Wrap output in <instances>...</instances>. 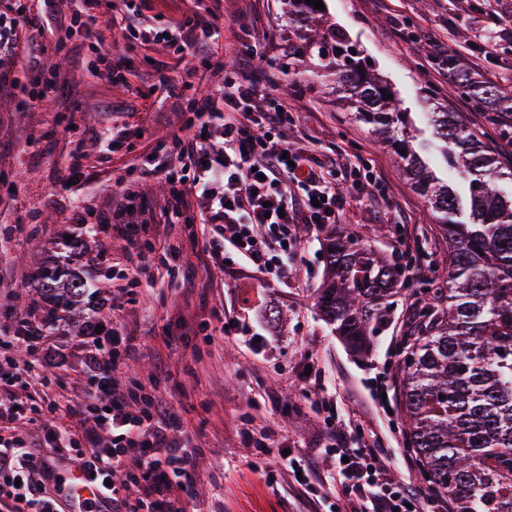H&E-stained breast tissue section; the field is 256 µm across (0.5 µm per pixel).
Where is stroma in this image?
<instances>
[{
	"label": "stroma",
	"mask_w": 512,
	"mask_h": 512,
	"mask_svg": "<svg viewBox=\"0 0 512 512\" xmlns=\"http://www.w3.org/2000/svg\"><path fill=\"white\" fill-rule=\"evenodd\" d=\"M309 21L288 13V0H220L215 22L222 36L207 54L180 57L161 44L123 40L101 28L105 50L132 61L127 86H113L106 61L79 38L48 50L47 64H59V85L39 105L24 108L22 95L0 97V336L12 335L18 319L46 320L36 289L22 286L21 273L38 262L63 265L100 285L94 315L132 333L124 360V382L155 391L174 416L173 434L196 448L197 512H332L336 491L315 490L275 474L286 449L319 447L326 408L314 405L317 389L331 405L353 412L361 432H376L395 464L397 476L414 475L422 492L433 487L410 451L403 393L404 357L427 322L434 288L445 286L448 241L435 213L402 173L397 156L378 136L343 108L336 93L335 66L308 57L288 58V32L322 35L324 27L344 32L395 94L415 129V147L440 177H449L434 137L430 113L457 112L471 129L485 133L487 147L512 162V141L487 135V124L453 80L440 78L432 59L448 50L473 73L512 85V28L501 26L488 52L474 46L494 18L512 16V0H471L458 11L456 0H323ZM258 41L252 72L276 83L294 109L288 134L299 145H314L321 159L359 156L376 166L391 189L390 204L352 205L340 225L395 262L401 250L390 234L402 214L411 236L410 260L420 274L401 272V286L389 299L384 325L360 353L349 350L322 316L318 295L326 275L324 230H299L288 279L274 281L253 268L215 267L205 261L208 227L163 213L168 187L161 179L141 181L137 170L152 145L172 134L190 135L187 102L157 88L160 75L203 93L216 87L215 66L225 46ZM102 132L104 148L73 156L82 128ZM155 221L137 225L132 239L95 225L91 256L72 252L66 238L78 234L69 218L75 205L101 215L124 189ZM244 327L225 335L224 318ZM87 349L73 327L51 329L42 352L0 348V358L25 363L42 357L46 385L31 388L34 408L46 394L66 390L74 400L89 393L81 363ZM387 384L392 413L377 410L374 398ZM275 422V446L260 453L249 428ZM273 470L272 479L263 471Z\"/></svg>",
	"instance_id": "35a3bbf8"
}]
</instances>
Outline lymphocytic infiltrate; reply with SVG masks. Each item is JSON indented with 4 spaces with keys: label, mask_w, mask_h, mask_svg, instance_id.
Listing matches in <instances>:
<instances>
[{
    "label": "lymphocytic infiltrate",
    "mask_w": 512,
    "mask_h": 512,
    "mask_svg": "<svg viewBox=\"0 0 512 512\" xmlns=\"http://www.w3.org/2000/svg\"><path fill=\"white\" fill-rule=\"evenodd\" d=\"M0 11V93L20 83L12 70L19 53L27 55L32 81L53 86L57 71L44 61L35 36L80 34L89 50L101 53L99 24L141 44L164 43L182 55L203 54L220 29L201 9H187L166 26L155 27L136 0H8ZM248 48L229 46L219 64L224 75L216 90L189 102L198 133L173 135L155 144L139 168L140 180L164 177L169 185L167 213L183 216L199 206L208 224L205 255L209 263L249 265L280 279L294 255L299 225L336 223L347 205L387 201L388 186L371 163L349 165L316 160L312 149L296 146L285 133L295 121L286 101L266 90L261 77L248 74ZM193 177L181 178L184 168ZM351 182L340 193L338 179ZM131 336L113 324L91 333L85 365L92 390L73 403L50 401L35 421V431L11 438L24 412L20 388L41 385L42 363H0V500L14 512H64L66 502L46 488L51 456H73L92 473L112 502V512H189L196 451L171 433L161 397L122 390L121 352ZM345 417L330 424L323 454L334 461L338 487L336 512H448L443 497L417 494L410 481L394 476L376 435L351 445ZM123 481H115V471ZM136 495H129V487Z\"/></svg>",
    "instance_id": "1"
}]
</instances>
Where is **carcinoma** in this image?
Listing matches in <instances>:
<instances>
[{
	"label": "carcinoma",
	"mask_w": 512,
	"mask_h": 512,
	"mask_svg": "<svg viewBox=\"0 0 512 512\" xmlns=\"http://www.w3.org/2000/svg\"><path fill=\"white\" fill-rule=\"evenodd\" d=\"M340 30L296 46L288 55L334 60L343 100L354 118L388 140L414 189L430 204L448 239V287L433 290L445 307L405 356L407 433L413 452L456 512H512V170L457 112L430 113L447 168L467 184V210L452 184L432 174L413 149L407 113L389 88L352 54ZM461 94L502 138L512 139V89L479 81L448 56ZM328 277L318 299L336 333L363 345L385 321L398 271L357 236L331 231L323 239ZM41 301L75 314L93 286L63 266L31 273Z\"/></svg>",
	"instance_id": "cac0c4a2"
}]
</instances>
